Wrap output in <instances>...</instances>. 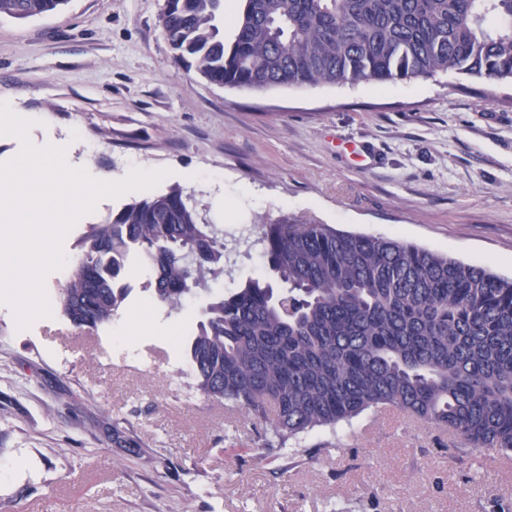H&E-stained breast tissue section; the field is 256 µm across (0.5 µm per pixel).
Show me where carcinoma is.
Masks as SVG:
<instances>
[{
  "label": "carcinoma",
  "mask_w": 512,
  "mask_h": 512,
  "mask_svg": "<svg viewBox=\"0 0 512 512\" xmlns=\"http://www.w3.org/2000/svg\"><path fill=\"white\" fill-rule=\"evenodd\" d=\"M67 0H0L26 19ZM222 0H174L159 18L175 58L206 81L263 91L439 73L512 84V0H241L231 41ZM267 276L210 296L185 340L194 389L263 420L262 456L394 409L451 430L457 446L512 452V278L412 242L260 224ZM57 306L77 329L112 323L149 271L172 310L224 275V230L178 187L135 200L77 238Z\"/></svg>",
  "instance_id": "1"
}]
</instances>
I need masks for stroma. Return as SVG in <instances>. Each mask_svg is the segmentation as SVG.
Returning a JSON list of instances; mask_svg holds the SVG:
<instances>
[{
	"label": "stroma",
	"mask_w": 512,
	"mask_h": 512,
	"mask_svg": "<svg viewBox=\"0 0 512 512\" xmlns=\"http://www.w3.org/2000/svg\"><path fill=\"white\" fill-rule=\"evenodd\" d=\"M165 0H68L0 17V100L37 120L35 145L120 179L167 167L223 227L218 291L261 274L254 225L301 224L404 239L512 277V86L448 74L254 92L177 61ZM131 279L97 333L60 311L18 329L0 304V512H512V454L456 448L388 410L317 431L313 457L260 459L264 426L204 399L180 344L207 297L181 311Z\"/></svg>",
	"instance_id": "obj_1"
}]
</instances>
